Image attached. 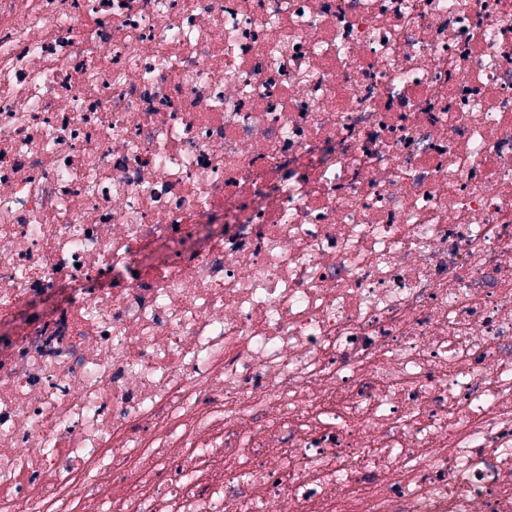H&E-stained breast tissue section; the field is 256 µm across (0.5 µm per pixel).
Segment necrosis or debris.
<instances>
[{
  "mask_svg": "<svg viewBox=\"0 0 512 512\" xmlns=\"http://www.w3.org/2000/svg\"><path fill=\"white\" fill-rule=\"evenodd\" d=\"M65 286L0 512H512V0H0V322Z\"/></svg>",
  "mask_w": 512,
  "mask_h": 512,
  "instance_id": "1",
  "label": "necrosis or debris"
}]
</instances>
